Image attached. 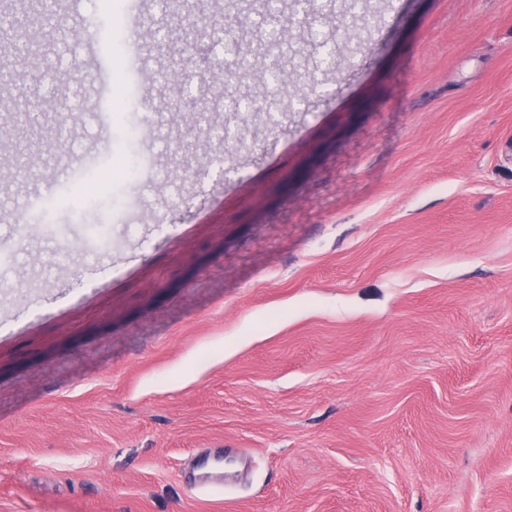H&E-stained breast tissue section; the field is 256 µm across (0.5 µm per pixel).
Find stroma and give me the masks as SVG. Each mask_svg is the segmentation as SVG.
Segmentation results:
<instances>
[{"mask_svg": "<svg viewBox=\"0 0 512 512\" xmlns=\"http://www.w3.org/2000/svg\"><path fill=\"white\" fill-rule=\"evenodd\" d=\"M131 2L56 0L0 86L69 145L16 172L0 112V512H512V0H281L280 91L216 82L231 0H147L191 131L126 75L94 107ZM183 61L184 60L181 54L174 55L171 58L169 67L172 68V70H176L177 72L166 69L160 70L155 74L156 80L164 82V84L169 85L171 89H177L179 95L183 92L182 83L186 72V66L180 70Z\"/></svg>", "mask_w": 512, "mask_h": 512, "instance_id": "35a3bbf8", "label": "stroma"}]
</instances>
